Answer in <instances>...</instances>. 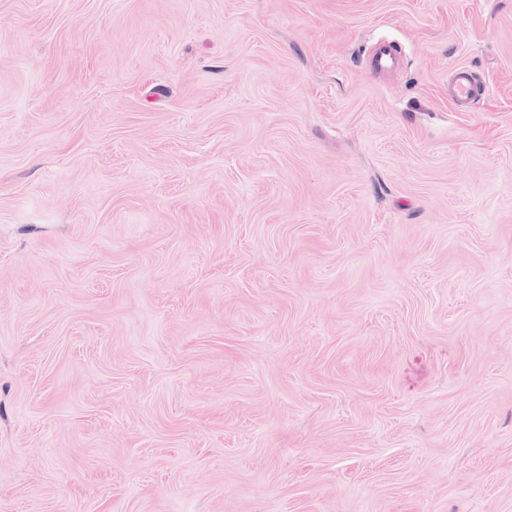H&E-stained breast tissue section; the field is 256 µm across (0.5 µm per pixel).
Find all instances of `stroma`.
Here are the masks:
<instances>
[{"label": "stroma", "mask_w": 512, "mask_h": 512, "mask_svg": "<svg viewBox=\"0 0 512 512\" xmlns=\"http://www.w3.org/2000/svg\"><path fill=\"white\" fill-rule=\"evenodd\" d=\"M0 512H512V0H0ZM449 88L451 97L458 107L482 98L488 91L486 83L477 80L469 68L465 66L457 68L454 72Z\"/></svg>", "instance_id": "obj_1"}]
</instances>
